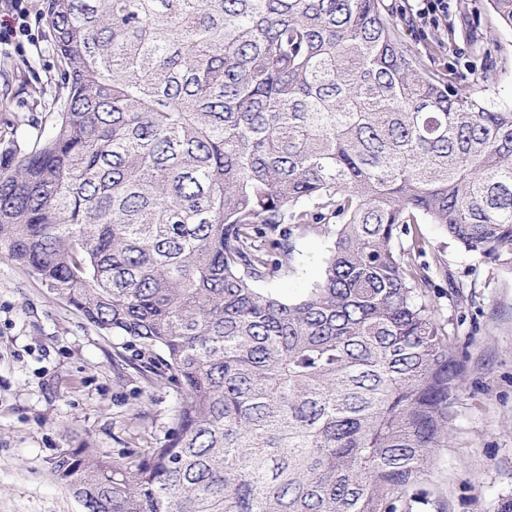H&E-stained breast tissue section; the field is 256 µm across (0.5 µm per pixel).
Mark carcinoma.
I'll use <instances>...</instances> for the list:
<instances>
[{"label": "carcinoma", "instance_id": "carcinoma-1", "mask_svg": "<svg viewBox=\"0 0 512 512\" xmlns=\"http://www.w3.org/2000/svg\"><path fill=\"white\" fill-rule=\"evenodd\" d=\"M396 10L45 0L57 120L0 164V253L179 393L145 456L59 452L87 512H409L461 370L402 236L512 267V110L427 74ZM296 228L332 246L288 302L256 284Z\"/></svg>", "mask_w": 512, "mask_h": 512}]
</instances>
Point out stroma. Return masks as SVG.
<instances>
[{
  "label": "stroma",
  "instance_id": "1",
  "mask_svg": "<svg viewBox=\"0 0 512 512\" xmlns=\"http://www.w3.org/2000/svg\"><path fill=\"white\" fill-rule=\"evenodd\" d=\"M413 26L403 38L429 73L465 77L490 105L512 109V32H489L476 11L483 0H448L447 15L417 18L419 0H398ZM33 41L0 53V158L30 152L49 136L56 115L46 103L59 80L57 55L40 13L44 0H24ZM455 30L454 47L439 46ZM493 70V83H481ZM427 261L464 282L457 305L443 289L428 299L448 322L464 365L448 447L438 449L421 485L426 503L413 512H500L512 501V272L482 263L441 226L423 224ZM294 258L265 287L287 301L320 279L327 238L293 234ZM125 341L100 331L39 281L0 256V512H83L51 471L60 449L87 444L99 454L132 460L163 440L178 402L174 387H149L113 357Z\"/></svg>",
  "mask_w": 512,
  "mask_h": 512
}]
</instances>
